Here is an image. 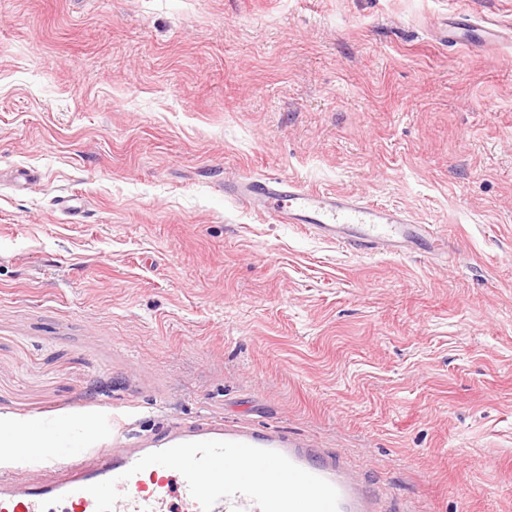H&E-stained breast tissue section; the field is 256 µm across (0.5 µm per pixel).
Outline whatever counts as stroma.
<instances>
[{"label": "stroma", "mask_w": 512, "mask_h": 512, "mask_svg": "<svg viewBox=\"0 0 512 512\" xmlns=\"http://www.w3.org/2000/svg\"><path fill=\"white\" fill-rule=\"evenodd\" d=\"M455 12L512 26V0H0V415L251 425L417 512H512V46L441 44ZM237 175L448 249L271 223ZM224 195L275 223L298 224L302 230L363 252L400 256L422 244L429 245L430 253L443 249V240L429 225L409 221L395 208L354 195L253 176L224 182Z\"/></svg>", "instance_id": "stroma-1"}]
</instances>
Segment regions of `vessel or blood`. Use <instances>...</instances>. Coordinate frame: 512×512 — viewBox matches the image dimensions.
Masks as SVG:
<instances>
[{"mask_svg": "<svg viewBox=\"0 0 512 512\" xmlns=\"http://www.w3.org/2000/svg\"><path fill=\"white\" fill-rule=\"evenodd\" d=\"M436 37L486 48L506 32L451 20ZM224 193L258 216L363 252L400 256L443 246L429 225L348 194L253 176L225 182ZM111 435L106 420L92 428L90 448H14L21 466L0 473V512H413L335 451L252 427H173L118 448L109 447ZM28 462L42 479L27 478Z\"/></svg>", "mask_w": 512, "mask_h": 512, "instance_id": "1", "label": "vessel or blood"}]
</instances>
